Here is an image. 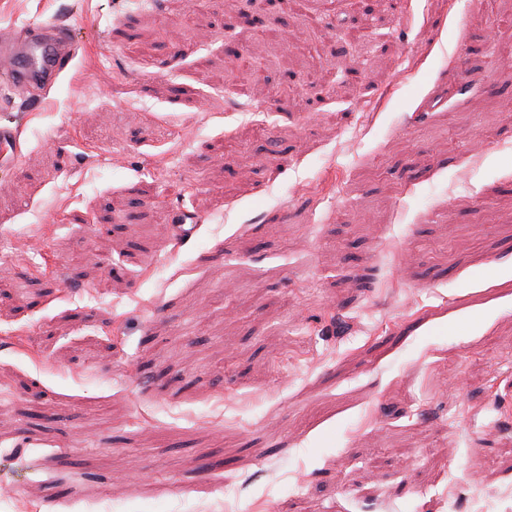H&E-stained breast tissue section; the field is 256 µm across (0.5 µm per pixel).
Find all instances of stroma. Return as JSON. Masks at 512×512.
Wrapping results in <instances>:
<instances>
[{"mask_svg": "<svg viewBox=\"0 0 512 512\" xmlns=\"http://www.w3.org/2000/svg\"><path fill=\"white\" fill-rule=\"evenodd\" d=\"M354 2L0 0V512H512V0ZM26 29L22 38L0 29V90L46 94L65 76L80 45L70 26L55 20L34 21ZM19 138L20 133L18 127L0 124V163L3 160L5 163H12L16 160L19 152ZM1 150L10 151L5 154L1 159Z\"/></svg>", "mask_w": 512, "mask_h": 512, "instance_id": "35a3bbf8", "label": "stroma"}]
</instances>
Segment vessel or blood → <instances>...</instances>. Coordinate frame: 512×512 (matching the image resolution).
I'll return each instance as SVG.
<instances>
[{"label":"vessel or blood","instance_id":"b4317fda","mask_svg":"<svg viewBox=\"0 0 512 512\" xmlns=\"http://www.w3.org/2000/svg\"><path fill=\"white\" fill-rule=\"evenodd\" d=\"M78 47L70 27L55 20L32 22L22 37L0 29V89L49 93L67 73ZM19 138L18 128L0 124L1 160H16Z\"/></svg>","mask_w":512,"mask_h":512}]
</instances>
